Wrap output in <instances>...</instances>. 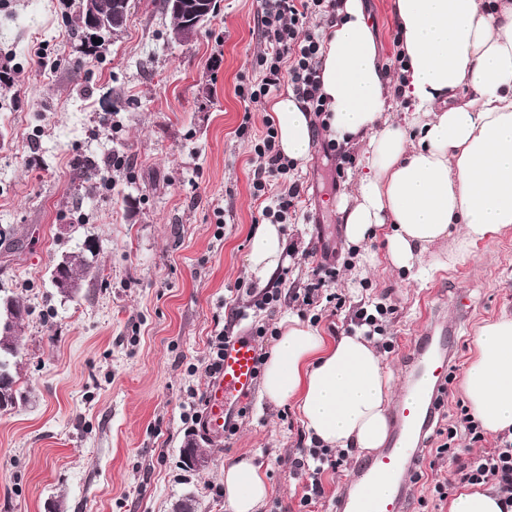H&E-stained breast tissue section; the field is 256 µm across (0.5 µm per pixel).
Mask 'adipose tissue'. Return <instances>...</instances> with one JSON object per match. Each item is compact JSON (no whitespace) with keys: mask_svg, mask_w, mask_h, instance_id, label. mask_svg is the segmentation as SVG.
I'll return each instance as SVG.
<instances>
[{"mask_svg":"<svg viewBox=\"0 0 512 512\" xmlns=\"http://www.w3.org/2000/svg\"><path fill=\"white\" fill-rule=\"evenodd\" d=\"M403 59L398 77L380 60L361 0H344L321 46L322 119L340 144L364 145L365 171L339 206L361 265L385 241L395 270L423 280L463 261L478 243L512 234V0H393ZM283 155L304 160L314 124L293 95L270 105ZM285 252L281 225H258L248 270L258 285ZM461 387L485 432L512 429V316L481 325ZM392 379L362 333L326 340L291 317L265 361L261 396L294 402L310 438L369 453L389 433ZM269 495L260 465L224 463L230 512H258Z\"/></svg>","mask_w":512,"mask_h":512,"instance_id":"adipose-tissue-1","label":"adipose tissue"}]
</instances>
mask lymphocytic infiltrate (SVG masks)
Wrapping results in <instances>:
<instances>
[{
    "mask_svg": "<svg viewBox=\"0 0 512 512\" xmlns=\"http://www.w3.org/2000/svg\"><path fill=\"white\" fill-rule=\"evenodd\" d=\"M339 6L340 0H257V19L267 50L258 61L263 71L261 80L238 89L245 108L260 106L270 95L285 88L310 111L323 114L320 94L323 32L309 27L307 19L314 14L335 19ZM264 124L266 133L254 146L260 164L253 173L252 194L262 203L263 219L282 224L300 195L301 185L290 177L291 171L297 167L296 162L288 160L277 147L274 118L265 117ZM334 276V268L325 263L317 264L305 287L286 294L277 288L263 289L253 306L263 311L276 308L285 299L299 306L312 305L322 298L333 301V294L325 293L324 288ZM461 430L467 432L472 442L484 443V450L473 455L468 449L456 447L454 440ZM448 436V442L436 450L437 457L447 458L450 467L445 482L434 487L436 496L443 500L459 486L491 481L505 504L512 507V432L487 437L468 409L462 406L457 411L454 424L448 428ZM335 465L327 448H305L294 458L292 471L305 482L302 505H309L323 496L322 475L326 468Z\"/></svg>",
    "mask_w": 512,
    "mask_h": 512,
    "instance_id": "lymphocytic-infiltrate-1",
    "label": "lymphocytic infiltrate"
}]
</instances>
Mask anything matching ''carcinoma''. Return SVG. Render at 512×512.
<instances>
[{"mask_svg":"<svg viewBox=\"0 0 512 512\" xmlns=\"http://www.w3.org/2000/svg\"><path fill=\"white\" fill-rule=\"evenodd\" d=\"M112 2L114 0H97V11L101 19L107 22L103 28L104 34H111L112 30H120L123 25H112ZM166 11L170 12L172 19V38L176 41L184 40V27L186 17L183 13L171 12L169 0H164ZM96 257L95 245L86 240L77 254L62 259L63 268L52 277V284L57 291L66 296L79 289L81 282L92 266ZM29 309L19 299L0 295V410L13 408V404L24 398L23 392L16 387L18 376L19 343L18 335L25 316Z\"/></svg>","mask_w":512,"mask_h":512,"instance_id":"cac0c4a2","label":"carcinoma"}]
</instances>
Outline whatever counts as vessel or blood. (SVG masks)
I'll use <instances>...</instances> for the list:
<instances>
[{
    "mask_svg": "<svg viewBox=\"0 0 512 512\" xmlns=\"http://www.w3.org/2000/svg\"><path fill=\"white\" fill-rule=\"evenodd\" d=\"M450 356L446 332L414 341L409 379L390 420L389 440L359 465L348 490L337 497L334 512H409L404 481L423 464L425 439L439 390L446 384ZM257 358L254 337L238 336L226 344L222 370L210 380L205 396L203 426L208 432L222 435L235 424L240 408L256 390ZM381 484L388 485V494H377Z\"/></svg>",
    "mask_w": 512,
    "mask_h": 512,
    "instance_id": "1",
    "label": "vessel or blood"
}]
</instances>
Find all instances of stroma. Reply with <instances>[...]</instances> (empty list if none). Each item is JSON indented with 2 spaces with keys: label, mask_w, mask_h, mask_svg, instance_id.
Wrapping results in <instances>:
<instances>
[{
  "label": "stroma",
  "mask_w": 512,
  "mask_h": 512,
  "mask_svg": "<svg viewBox=\"0 0 512 512\" xmlns=\"http://www.w3.org/2000/svg\"><path fill=\"white\" fill-rule=\"evenodd\" d=\"M393 0H363L382 58L396 65ZM210 22L175 41L163 0H131L125 28L98 50L66 25L78 0H0V228L17 230L0 247V289L30 310L19 333L22 402L0 411V512H228L224 462L260 464L270 493L260 512H333L362 458L349 454L323 476L324 496L301 507L291 461L307 434L292 404L253 395L232 436L207 434L183 414L205 395L209 341L224 307L256 294L247 257L259 216L252 195L254 152L264 136L262 105L245 112L239 85L260 81L265 42L256 0H216ZM247 133H240L241 123ZM323 131L294 176L303 184L284 225L287 285L304 286L318 262L336 266L328 285L346 304L264 313L268 329L295 316L316 320L326 338L343 333L350 311L393 308L386 354L394 392L407 380L413 339L455 328L451 363L464 371L478 328L512 315V235L482 242L456 266L417 281L378 263L352 272L337 203L362 173L363 149L337 174ZM93 164L89 180L76 163ZM92 239L99 276L62 298L50 272ZM440 302H433L431 290ZM439 305L437 317L426 308ZM467 323H460V313ZM206 458L183 464L187 434ZM447 460L409 485L412 512H448L434 485Z\"/></svg>",
  "instance_id": "obj_1"
}]
</instances>
